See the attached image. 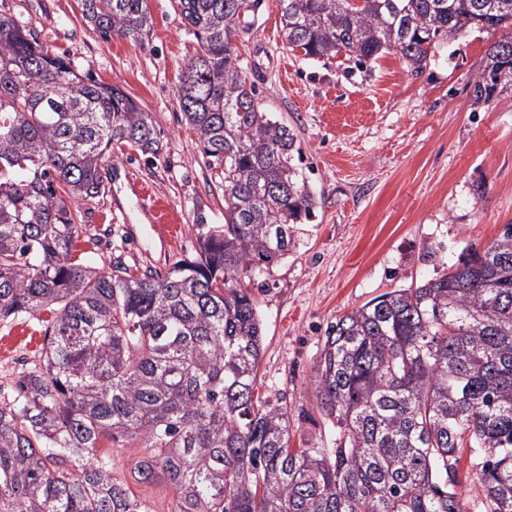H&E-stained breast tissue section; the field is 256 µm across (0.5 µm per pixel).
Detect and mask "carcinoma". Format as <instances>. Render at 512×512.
<instances>
[{
	"label": "carcinoma",
	"instance_id": "obj_1",
	"mask_svg": "<svg viewBox=\"0 0 512 512\" xmlns=\"http://www.w3.org/2000/svg\"><path fill=\"white\" fill-rule=\"evenodd\" d=\"M281 35L310 59L387 51L415 72L436 45L512 27V0H279ZM105 37L148 34V0H81ZM260 0H176L202 53L177 92L224 181V223L164 273L90 265L67 201L100 192L112 145L160 153L161 130L119 86L82 72L0 13V320L55 312L0 402V512H512V225L448 272L384 292L330 325L315 386L334 446H290L288 406L255 384L263 324L244 281L288 257L316 198L296 136L257 106L232 43ZM512 90V37L486 52L475 100ZM111 443V448L103 442ZM468 457L481 493L464 497ZM112 462L114 459L115 471L118 476L125 477L131 484L133 490L139 496H145L157 504L165 503L172 497L171 489L163 481H156L150 486L135 485L130 476L131 461L138 455H142V448H114L112 449Z\"/></svg>",
	"mask_w": 512,
	"mask_h": 512
}]
</instances>
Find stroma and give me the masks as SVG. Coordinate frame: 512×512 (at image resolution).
<instances>
[{
    "label": "stroma",
    "instance_id": "1",
    "mask_svg": "<svg viewBox=\"0 0 512 512\" xmlns=\"http://www.w3.org/2000/svg\"><path fill=\"white\" fill-rule=\"evenodd\" d=\"M149 0L142 41L104 38L80 0H0L38 40L80 70L117 84L155 117L158 156L113 148L98 195L78 199L79 248L96 266L166 271L194 255L195 227L224 221V184L203 157L177 101L185 64L201 48L173 6ZM279 0H262L236 38L257 105L293 129L317 200L291 250L249 284L264 327L261 395L286 400L291 445L330 440L314 385L326 329L373 297L430 279L468 247L484 248L512 224V91L475 102L473 82L505 29L470 30L439 44L421 72L383 54L362 72L344 56L310 59L286 47ZM147 187L176 236L155 231ZM52 313L0 321V393L38 356Z\"/></svg>",
    "mask_w": 512,
    "mask_h": 512
}]
</instances>
